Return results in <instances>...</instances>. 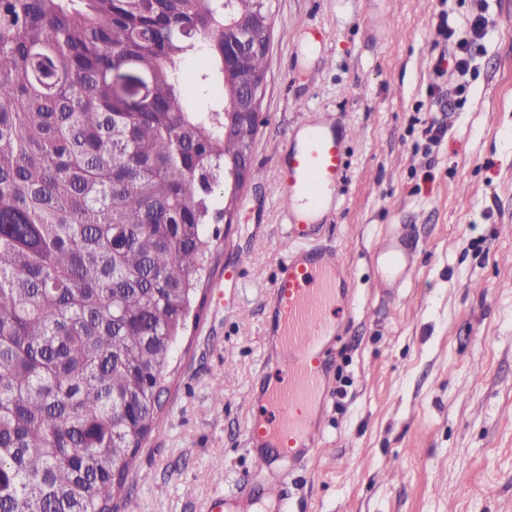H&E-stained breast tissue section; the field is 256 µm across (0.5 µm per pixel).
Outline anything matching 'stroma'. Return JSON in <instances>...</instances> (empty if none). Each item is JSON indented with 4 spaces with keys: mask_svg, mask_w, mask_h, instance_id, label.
Segmentation results:
<instances>
[{
    "mask_svg": "<svg viewBox=\"0 0 512 512\" xmlns=\"http://www.w3.org/2000/svg\"><path fill=\"white\" fill-rule=\"evenodd\" d=\"M273 31L250 166L200 315L175 351L157 427L115 512H208L243 481L283 480L286 512H512V0H270ZM490 19L468 74L434 69L455 28ZM323 28L331 38L312 42ZM465 83V93L448 92ZM348 126L349 172L326 237L343 250L353 305L327 357L321 446L258 468L248 391L265 358L264 303L293 250L271 193L303 121ZM408 227L413 270L375 282ZM237 283L219 298L226 268ZM223 388V398L213 396Z\"/></svg>",
    "mask_w": 512,
    "mask_h": 512,
    "instance_id": "obj_1",
    "label": "stroma"
}]
</instances>
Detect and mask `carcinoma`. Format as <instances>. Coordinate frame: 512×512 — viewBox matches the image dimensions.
Wrapping results in <instances>:
<instances>
[{"mask_svg":"<svg viewBox=\"0 0 512 512\" xmlns=\"http://www.w3.org/2000/svg\"><path fill=\"white\" fill-rule=\"evenodd\" d=\"M230 21L270 38L253 0H0V512H114L155 430L257 129L225 112L267 51L225 73Z\"/></svg>","mask_w":512,"mask_h":512,"instance_id":"obj_1","label":"carcinoma"}]
</instances>
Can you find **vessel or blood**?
I'll return each mask as SVG.
<instances>
[{"label": "vessel or blood", "instance_id": "vessel-or-blood-1", "mask_svg": "<svg viewBox=\"0 0 512 512\" xmlns=\"http://www.w3.org/2000/svg\"><path fill=\"white\" fill-rule=\"evenodd\" d=\"M347 140V130L330 118L305 121L289 139L280 168L284 219L299 246L280 262L265 302L270 370L250 396L245 423L246 446L260 466L273 457L304 464L321 441L325 351L336 336V311L349 300L350 275L343 251L317 239L347 174ZM384 262L393 278L404 282L412 259L403 234L393 233ZM283 500L282 482L272 480L261 497L244 492L215 499L212 512H251L257 504L264 512H281Z\"/></svg>", "mask_w": 512, "mask_h": 512}]
</instances>
